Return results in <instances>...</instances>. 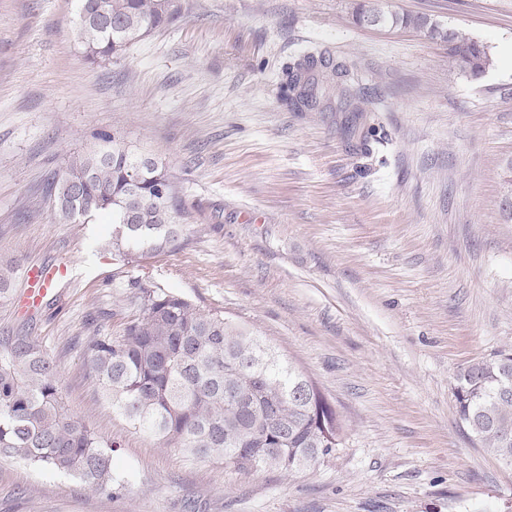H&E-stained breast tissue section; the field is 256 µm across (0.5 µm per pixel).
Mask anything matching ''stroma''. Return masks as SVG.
Returning <instances> with one entry per match:
<instances>
[{
	"mask_svg": "<svg viewBox=\"0 0 512 512\" xmlns=\"http://www.w3.org/2000/svg\"><path fill=\"white\" fill-rule=\"evenodd\" d=\"M181 17L92 64L75 0H0V261L67 263L69 282L0 330L39 336L62 402L118 442L123 495L0 459V512H512V468L456 412V371L512 346V0H387L488 46L473 80L413 29L353 24L355 0H181ZM345 63L372 109L296 111L291 67ZM117 132L162 163L185 208L175 248L112 256L106 220L54 216L51 173ZM224 313L317 383L336 452L294 475L239 472L132 430L91 382L82 341L121 335L128 283Z\"/></svg>",
	"mask_w": 512,
	"mask_h": 512,
	"instance_id": "35a3bbf8",
	"label": "stroma"
}]
</instances>
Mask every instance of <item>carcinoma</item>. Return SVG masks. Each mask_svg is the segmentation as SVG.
Here are the masks:
<instances>
[{"instance_id": "1", "label": "carcinoma", "mask_w": 512, "mask_h": 512, "mask_svg": "<svg viewBox=\"0 0 512 512\" xmlns=\"http://www.w3.org/2000/svg\"><path fill=\"white\" fill-rule=\"evenodd\" d=\"M180 0H76L75 36L87 60L109 61L152 32L176 22ZM360 26L413 28L448 46L455 69L472 79L492 66L486 45L423 15L393 11L384 0H357ZM338 79L340 111L363 112L364 97L341 79L348 68L313 54L290 71L300 112H316L315 72ZM102 151L73 157L49 183L63 221L112 224V256L129 265L179 240L183 212L171 175L113 135ZM141 164L134 182L130 169ZM139 314L120 336L85 342L89 377L113 410L137 432L195 460L241 472L275 468L289 475L324 462L340 445L342 424L316 384L266 340L220 312L136 278ZM453 396L458 415L501 463L512 467V348L459 368ZM119 443L105 442L62 407L59 372L39 337L0 333V457L79 478L119 496L126 482L113 467Z\"/></svg>"}]
</instances>
